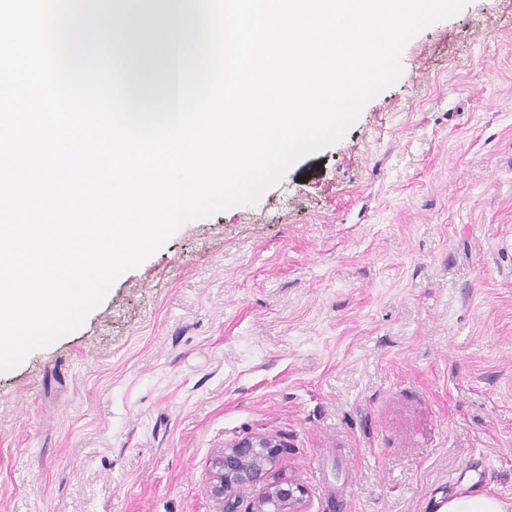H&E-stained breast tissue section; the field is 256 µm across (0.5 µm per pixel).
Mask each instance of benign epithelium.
Segmentation results:
<instances>
[{"mask_svg":"<svg viewBox=\"0 0 512 512\" xmlns=\"http://www.w3.org/2000/svg\"><path fill=\"white\" fill-rule=\"evenodd\" d=\"M283 444L273 437H248L220 450L211 461L212 495L224 512H238L237 491L259 487L247 512H307L306 489L296 479L276 474Z\"/></svg>","mask_w":512,"mask_h":512,"instance_id":"benign-epithelium-1","label":"benign epithelium"}]
</instances>
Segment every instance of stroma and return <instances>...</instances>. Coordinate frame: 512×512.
I'll list each match as a JSON object with an SVG mask.
<instances>
[{
	"label": "stroma",
	"instance_id": "obj_1",
	"mask_svg": "<svg viewBox=\"0 0 512 512\" xmlns=\"http://www.w3.org/2000/svg\"><path fill=\"white\" fill-rule=\"evenodd\" d=\"M401 65L258 204L185 222L0 372V512H221L210 462L255 436L309 512L512 501V0ZM512 502L503 500L487 491L464 487L448 498L435 512H511Z\"/></svg>",
	"mask_w": 512,
	"mask_h": 512
}]
</instances>
